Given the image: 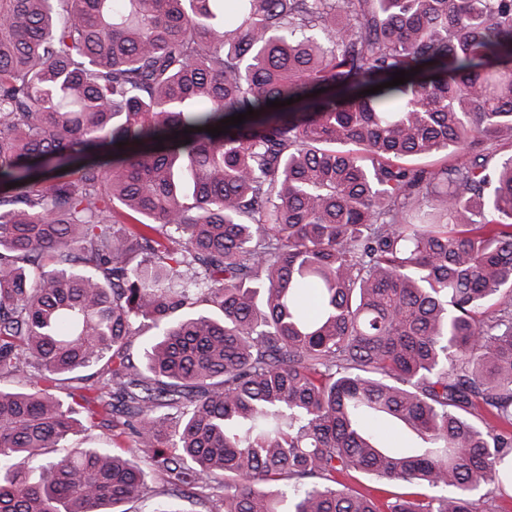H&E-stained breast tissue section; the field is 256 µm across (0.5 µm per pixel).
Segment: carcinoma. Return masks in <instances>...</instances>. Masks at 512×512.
Instances as JSON below:
<instances>
[{
  "instance_id": "obj_1",
  "label": "carcinoma",
  "mask_w": 512,
  "mask_h": 512,
  "mask_svg": "<svg viewBox=\"0 0 512 512\" xmlns=\"http://www.w3.org/2000/svg\"><path fill=\"white\" fill-rule=\"evenodd\" d=\"M500 136L512 0H0V512H478L512 486ZM491 490L492 493H490ZM507 493L503 492L502 496L499 491L493 489V486H481L476 492V499L480 501L479 510L490 511L480 512H512V499L508 497Z\"/></svg>"
}]
</instances>
